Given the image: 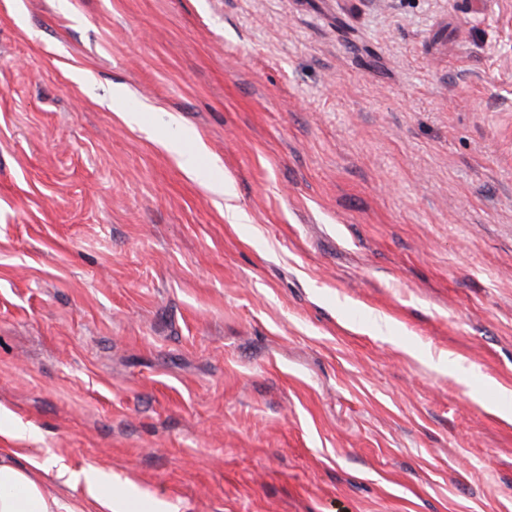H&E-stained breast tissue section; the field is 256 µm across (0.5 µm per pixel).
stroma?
I'll use <instances>...</instances> for the list:
<instances>
[{"mask_svg":"<svg viewBox=\"0 0 512 512\" xmlns=\"http://www.w3.org/2000/svg\"><path fill=\"white\" fill-rule=\"evenodd\" d=\"M19 426L136 512H512V0H0ZM181 168L188 173H198L201 166V157L198 149L188 145H181L180 142L172 145Z\"/></svg>","mask_w":512,"mask_h":512,"instance_id":"1","label":"stroma"}]
</instances>
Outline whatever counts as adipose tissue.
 Segmentation results:
<instances>
[{
  "instance_id": "1",
  "label": "adipose tissue",
  "mask_w": 512,
  "mask_h": 512,
  "mask_svg": "<svg viewBox=\"0 0 512 512\" xmlns=\"http://www.w3.org/2000/svg\"><path fill=\"white\" fill-rule=\"evenodd\" d=\"M49 472L63 486L83 488V496L46 492L42 476ZM0 512H132V505L87 469L74 470L51 457L24 465L10 449L0 448Z\"/></svg>"
}]
</instances>
